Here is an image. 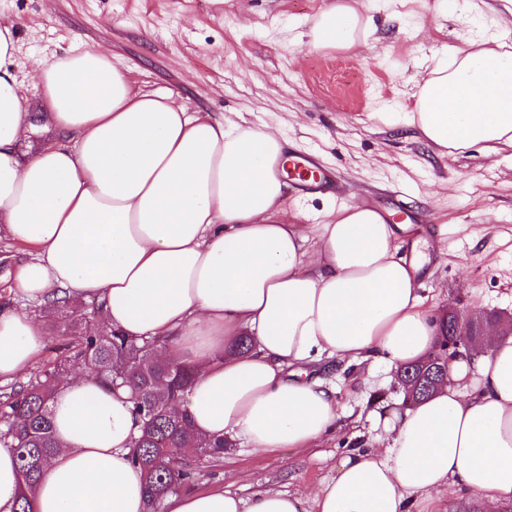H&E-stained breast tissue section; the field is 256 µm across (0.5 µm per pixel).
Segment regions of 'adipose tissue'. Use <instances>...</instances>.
I'll use <instances>...</instances> for the list:
<instances>
[{"label": "adipose tissue", "mask_w": 512, "mask_h": 512, "mask_svg": "<svg viewBox=\"0 0 512 512\" xmlns=\"http://www.w3.org/2000/svg\"><path fill=\"white\" fill-rule=\"evenodd\" d=\"M366 34L343 0L316 19L312 45L349 47ZM16 49L15 22L0 18V239L31 249L14 268L15 292L94 297L105 324L167 337L195 374L180 407L197 433L270 454L316 447L342 412L312 365L392 373L436 351L439 318L423 306L405 225L361 204L326 224L288 223L284 139L135 87L98 49L36 69L54 134L24 153L31 125ZM416 107L408 122L428 143L512 147V47L459 51L424 77ZM242 336L252 349L226 354ZM43 342L37 320L0 302V378L21 375ZM446 363L443 386L377 417L312 497L188 492L166 512H412L452 494L499 512L512 503V336L489 331L483 348ZM50 407L58 448L34 512H146L127 391L85 374Z\"/></svg>", "instance_id": "ef3b65f1"}]
</instances>
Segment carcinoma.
I'll return each instance as SVG.
<instances>
[{
    "instance_id": "obj_1",
    "label": "carcinoma",
    "mask_w": 512,
    "mask_h": 512,
    "mask_svg": "<svg viewBox=\"0 0 512 512\" xmlns=\"http://www.w3.org/2000/svg\"><path fill=\"white\" fill-rule=\"evenodd\" d=\"M44 313L59 316L51 327L69 332L70 340L27 384L0 396V445L14 450L23 486L16 512H32L42 469L57 448L50 401L76 368L94 374L107 387L118 383L131 388L133 413L140 424L131 459L144 473L147 512H162L168 495L196 479L202 461L223 457L231 446L224 437L196 434L187 414L171 411L184 397L193 371L175 356H157L168 346L165 339L82 326L79 306L66 298L47 302ZM444 367L428 358L400 368L412 402L430 395Z\"/></svg>"
}]
</instances>
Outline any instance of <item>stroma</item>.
<instances>
[{"mask_svg":"<svg viewBox=\"0 0 512 512\" xmlns=\"http://www.w3.org/2000/svg\"><path fill=\"white\" fill-rule=\"evenodd\" d=\"M337 0H0L18 27L17 73L31 145L49 132L29 74L99 48L136 86L192 112L279 131L340 186L334 197L287 188L288 221L321 224L329 206L362 203L410 217L422 242L421 294L433 309L512 312V147L453 153L402 119L439 61L492 36L512 46V0H356L370 24L351 47L311 45L315 17ZM347 418L321 447L267 454L240 445L206 464L197 489L240 497L274 486L305 495L331 479L366 414L400 407L397 383L368 363L325 361Z\"/></svg>","mask_w":512,"mask_h":512,"instance_id":"35a3bbf8","label":"stroma"}]
</instances>
